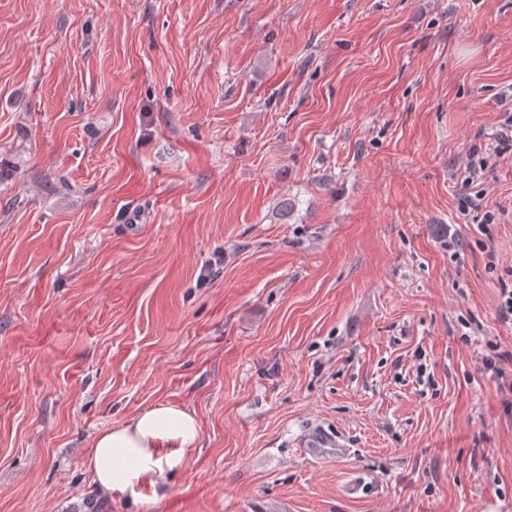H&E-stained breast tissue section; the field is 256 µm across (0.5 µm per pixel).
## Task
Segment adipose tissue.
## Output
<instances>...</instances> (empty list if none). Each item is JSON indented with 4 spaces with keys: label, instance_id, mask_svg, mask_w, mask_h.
<instances>
[{
    "label": "adipose tissue",
    "instance_id": "1",
    "mask_svg": "<svg viewBox=\"0 0 512 512\" xmlns=\"http://www.w3.org/2000/svg\"><path fill=\"white\" fill-rule=\"evenodd\" d=\"M200 436L194 411L171 402L154 404L121 424L98 432L85 454V465L103 492L136 494L152 487L153 499L166 496L168 476L181 467Z\"/></svg>",
    "mask_w": 512,
    "mask_h": 512
}]
</instances>
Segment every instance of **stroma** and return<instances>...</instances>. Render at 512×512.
<instances>
[{"instance_id":"obj_1","label":"stroma","mask_w":512,"mask_h":512,"mask_svg":"<svg viewBox=\"0 0 512 512\" xmlns=\"http://www.w3.org/2000/svg\"><path fill=\"white\" fill-rule=\"evenodd\" d=\"M507 108L512 0H0V512H138L85 452L160 402L149 512H512ZM512 111L503 112L504 119L495 133L494 142L484 149H473L468 154L467 163L460 171L458 180L463 189L481 183L487 170L496 165L503 157V145L512 142ZM509 145V144H508ZM494 348L495 355L490 356L487 355L482 359L481 372L486 374L490 379H493L498 386V389L501 394L504 396H510V400L506 399L507 404L511 403L512 405V374L509 376L506 375V371L501 366V361L508 359L507 352H499L497 347V343ZM199 436L194 411L160 402L98 432L86 451L85 465L101 492L138 498L139 487H152L153 498L136 499L147 509L166 497L169 474L184 464ZM304 448H310L320 455L343 456L349 452L345 437L334 428L318 425L312 428L303 442Z\"/></svg>"}]
</instances>
